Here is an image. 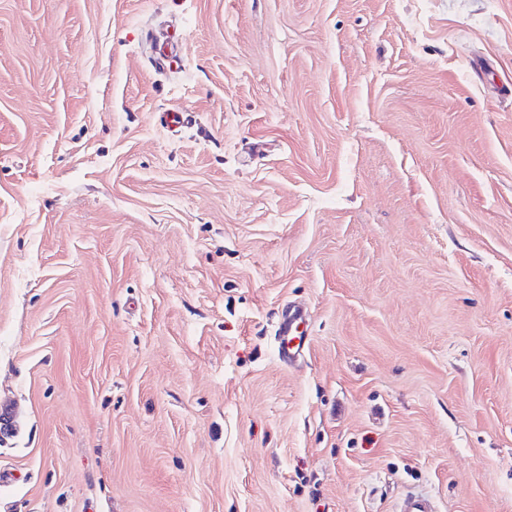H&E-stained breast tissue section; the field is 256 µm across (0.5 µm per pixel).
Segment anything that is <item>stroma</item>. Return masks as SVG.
Segmentation results:
<instances>
[{
  "label": "stroma",
  "mask_w": 512,
  "mask_h": 512,
  "mask_svg": "<svg viewBox=\"0 0 512 512\" xmlns=\"http://www.w3.org/2000/svg\"><path fill=\"white\" fill-rule=\"evenodd\" d=\"M2 409L0 512H512V0H0ZM304 323L305 312L300 307L283 313L278 321L275 332L278 356L285 365L294 360L304 346L306 338L302 339L303 330H300Z\"/></svg>",
  "instance_id": "stroma-1"
}]
</instances>
